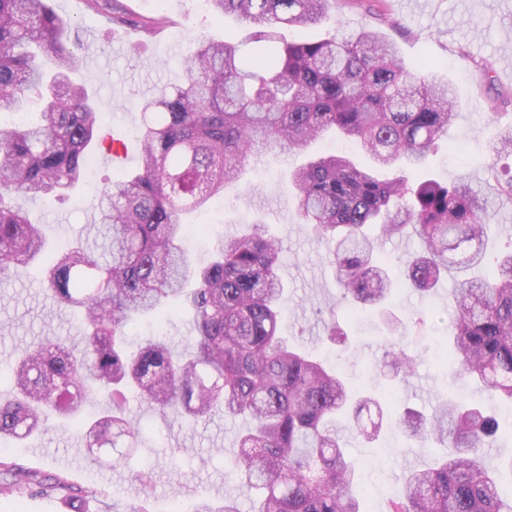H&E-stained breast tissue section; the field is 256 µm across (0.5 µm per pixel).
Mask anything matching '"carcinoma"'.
<instances>
[{"mask_svg": "<svg viewBox=\"0 0 512 512\" xmlns=\"http://www.w3.org/2000/svg\"><path fill=\"white\" fill-rule=\"evenodd\" d=\"M218 18L234 15L254 29L252 62L231 42L201 40L186 82L143 100L151 114L139 129L140 167L103 191L100 222L89 226L44 271L58 303L80 311L83 346L47 336L14 361L0 395V439H25L54 414L72 422L93 449L122 445L133 455L139 423L127 392L176 420L198 422L222 407L245 418L231 467L257 504L254 512H363L353 492L362 465L347 450L336 419L366 443L378 440L384 410L356 394L310 353L278 332L288 290L280 241L255 222L228 237L195 266L181 247L193 225L183 214L203 207L237 179L248 158L270 148L305 151L329 130L360 142L374 161L314 156L291 175L298 215L328 243L327 261L351 313L384 309L397 284L379 239L411 230L422 252L403 260L408 284L434 289L451 269L464 273L441 363L512 402V252L484 277L468 274L484 259L492 226L488 197L464 182L412 181L381 169L425 164L448 136L453 87L416 75L393 44L374 31L289 42L280 31L320 23L336 0H207ZM49 0H0V113L20 112L31 94L39 122L0 126V279L41 255L46 239L9 202L13 194L59 197L79 185L100 144V111L71 78L78 42ZM193 312L194 335L176 350L163 337L127 349L125 328L172 304ZM385 358L412 373L406 348ZM104 415L90 417V397ZM420 443H449L453 453L404 475L403 494L385 512H512V494L485 449L500 420L471 398L450 396L430 416L407 409L394 422ZM196 512H238L232 500L203 498Z\"/></svg>", "mask_w": 512, "mask_h": 512, "instance_id": "cac0c4a2", "label": "carcinoma"}]
</instances>
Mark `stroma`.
Listing matches in <instances>:
<instances>
[{
    "instance_id": "obj_1",
    "label": "stroma",
    "mask_w": 512,
    "mask_h": 512,
    "mask_svg": "<svg viewBox=\"0 0 512 512\" xmlns=\"http://www.w3.org/2000/svg\"><path fill=\"white\" fill-rule=\"evenodd\" d=\"M128 25L94 15L86 0H50L53 9L72 23L70 37L84 40L98 30V64L81 66L78 79L96 92L101 122L122 141L127 156L112 162L99 151L89 178L63 200L16 195L12 203L41 225L47 248L38 261L12 268L0 281V391L16 356L46 336L70 337L79 343V318L59 305L41 282L40 271L86 225L97 223L102 189L124 172L135 171L141 158L137 131L144 116L141 100L185 80L184 60L199 40L238 44L243 58L252 53V27L232 16L217 18L197 0H120ZM165 17L155 33L138 28L141 20ZM372 30L394 43L400 57L412 64L427 60L424 75L451 83L457 95L458 117L430 156L429 175L441 181L470 180L484 191L492 184L493 147L502 129L512 126V0H423L403 9L399 0H336L329 20L289 31L292 39H312L330 33L343 36ZM303 155L273 149L252 156L242 176L228 182L222 201L210 202L187 216L202 225L184 246L190 259L205 264L225 237L247 232L263 220L281 240V277L288 288L284 333L294 343L316 350L352 385L370 388L388 407L389 416L405 408L429 412L449 393L477 398L499 418L512 413L505 403L475 385L444 371L435 355L448 335L455 279L446 276L433 292L420 295L401 289L387 310L415 340V358L407 382L393 381L379 365L390 346V334L380 317L364 312L359 323L345 319L346 300L325 260L323 239L302 224L289 172ZM336 318L349 341L336 345L324 338L328 318ZM423 327H415L416 318ZM193 332L187 315L175 310L163 323L141 319L128 324L132 343L159 335L181 347ZM130 416L141 427V447L128 462L113 469L100 467L87 454L76 429L49 422L42 435L16 443L0 441V461L17 464L36 476L33 485L0 488V512H128L134 505L147 512H194L200 498L214 503L234 499L239 512H253L251 497L242 491L228 465L237 451L242 419L216 412L210 419L187 426L165 418L137 398H130ZM349 453L365 461L363 480L370 492L366 512H385L389 500L403 492L402 474L433 462L437 450L406 440L397 429L384 427L378 445L351 441ZM149 476L150 492L142 494L136 473Z\"/></svg>"
}]
</instances>
